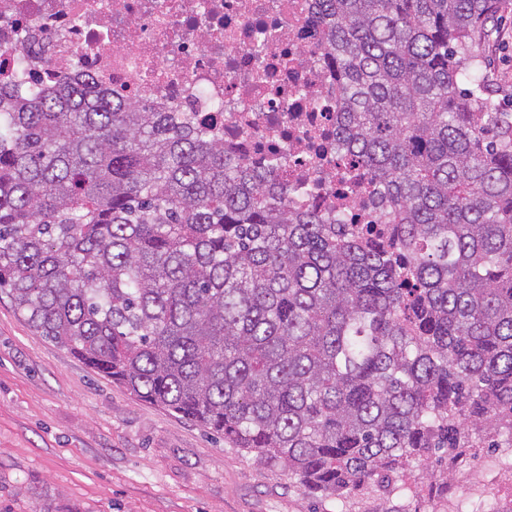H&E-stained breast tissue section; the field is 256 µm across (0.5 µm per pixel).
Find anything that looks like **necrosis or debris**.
Wrapping results in <instances>:
<instances>
[{
	"instance_id": "obj_1",
	"label": "necrosis or debris",
	"mask_w": 512,
	"mask_h": 512,
	"mask_svg": "<svg viewBox=\"0 0 512 512\" xmlns=\"http://www.w3.org/2000/svg\"><path fill=\"white\" fill-rule=\"evenodd\" d=\"M317 0H0V85L59 78L191 112L290 204L349 224L381 207L336 140L340 77Z\"/></svg>"
}]
</instances>
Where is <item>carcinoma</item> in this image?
Masks as SVG:
<instances>
[{
    "instance_id": "1",
    "label": "carcinoma",
    "mask_w": 512,
    "mask_h": 512,
    "mask_svg": "<svg viewBox=\"0 0 512 512\" xmlns=\"http://www.w3.org/2000/svg\"><path fill=\"white\" fill-rule=\"evenodd\" d=\"M385 226L288 206L147 102L0 90V293L48 342L303 493L512 447V113L495 0H318ZM494 21L488 22L485 35L476 33V49L484 59L482 81L492 91L501 112H512V0H498Z\"/></svg>"
}]
</instances>
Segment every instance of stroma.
I'll return each mask as SVG.
<instances>
[{"instance_id":"stroma-1","label":"stroma","mask_w":512,"mask_h":512,"mask_svg":"<svg viewBox=\"0 0 512 512\" xmlns=\"http://www.w3.org/2000/svg\"><path fill=\"white\" fill-rule=\"evenodd\" d=\"M475 40L481 78L512 112V0ZM447 482V491L431 488ZM512 448H481L346 510L228 448L201 425L136 400L46 341L0 294V512H488Z\"/></svg>"}]
</instances>
